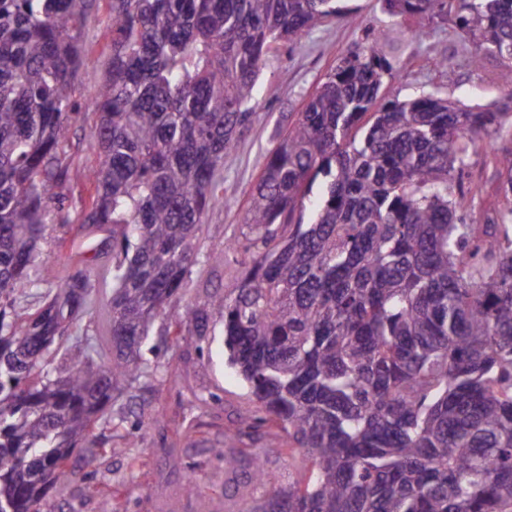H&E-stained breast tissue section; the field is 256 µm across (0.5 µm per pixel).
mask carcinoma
<instances>
[{"label": "carcinoma", "mask_w": 512, "mask_h": 512, "mask_svg": "<svg viewBox=\"0 0 512 512\" xmlns=\"http://www.w3.org/2000/svg\"><path fill=\"white\" fill-rule=\"evenodd\" d=\"M96 0H0V512H52L48 487L77 450L114 428L106 406L143 373L155 318L182 299L216 174L254 115L264 58L344 15L339 0H108L105 68L84 65ZM419 26L449 14L475 63L512 73V0H380ZM102 76L94 193L77 215L69 124L81 79ZM391 67L383 37L350 51L279 133L244 239L209 259L242 269L224 317L229 363L266 416L259 453L214 448L241 512H512V89L487 107L432 94L379 103ZM487 141L504 202L466 222L470 149ZM322 198L305 222L318 179ZM112 244V359L56 338L96 281L80 260L26 318L48 224ZM179 322L203 331L191 304ZM300 460L286 486L273 456Z\"/></svg>", "instance_id": "cac0c4a2"}]
</instances>
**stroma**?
<instances>
[{
    "label": "stroma",
    "mask_w": 512,
    "mask_h": 512,
    "mask_svg": "<svg viewBox=\"0 0 512 512\" xmlns=\"http://www.w3.org/2000/svg\"><path fill=\"white\" fill-rule=\"evenodd\" d=\"M343 6L345 18L324 22L266 57L254 91L256 114L235 148L225 154L220 172L224 195L232 203L207 212L201 253L222 250L225 240L246 232L249 196L281 126L304 110L317 83L363 38L365 30L387 35L385 53L395 77L384 85L386 98L403 101L431 92L470 105H489L506 96L500 62L487 58L474 64L470 41L454 18L430 24L417 38L413 18L390 17L378 0H344ZM99 88V83L86 82L76 93L82 110L71 124L74 162L65 199L74 210L87 199L99 163L98 117L84 108ZM465 176L485 188L473 202L474 213H481L496 201L498 184L484 146L471 150ZM39 250L36 284L15 297V309L21 314L35 312L46 303L49 289L68 273V256L81 257L94 275L112 265L111 252L101 250L97 239L81 235L73 224L47 225ZM236 275L232 265L223 268L200 262L193 267L186 297L205 318L202 335L179 328L172 316L156 318L143 346L150 376L139 379L131 401L112 407L120 424L105 438L109 454L91 458L77 452L68 482L50 488L47 499L55 512H68L73 503L82 512H99L107 500L114 512H200L204 506L210 512H238V503L225 498L224 471L211 450L225 444L231 434L236 437L235 447L254 451L266 447L267 438L260 427L237 430L240 414L256 409L257 404L228 364L223 318L210 304L211 296L230 294ZM111 295V284H98L67 336L53 346L50 368L60 367L67 347L78 340L93 345L95 368L110 361L106 312ZM131 456L140 457L141 468L128 467ZM188 472L195 474L198 483V492L192 496L181 491ZM159 483L166 485L165 495L154 494Z\"/></svg>",
    "instance_id": "35a3bbf8"
}]
</instances>
